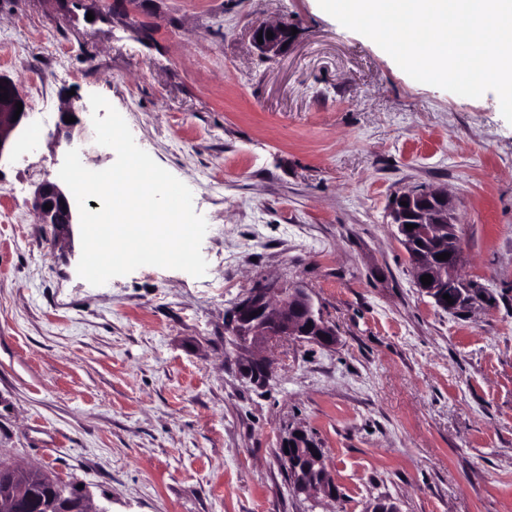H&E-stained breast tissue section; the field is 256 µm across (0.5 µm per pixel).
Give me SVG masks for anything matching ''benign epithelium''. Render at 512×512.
Here are the masks:
<instances>
[{
	"instance_id": "7a95c632",
	"label": "benign epithelium",
	"mask_w": 512,
	"mask_h": 512,
	"mask_svg": "<svg viewBox=\"0 0 512 512\" xmlns=\"http://www.w3.org/2000/svg\"><path fill=\"white\" fill-rule=\"evenodd\" d=\"M273 38H267V32ZM262 37L263 43L257 49L265 55L278 56L286 51V46L294 39L291 25L286 21L278 23L259 22L253 29V37ZM0 95L8 94V99L0 101V157L3 156L12 135L28 116L27 109H22L18 119H13L16 102L27 104L26 96L20 84L4 74H0ZM86 107L71 99L60 116L76 118L73 123L59 120L54 134L56 147L66 149L74 144L86 141V128L79 114ZM407 205H401V202ZM51 209H44V205ZM33 207L41 223L62 224L68 226L74 221L76 205L74 197L66 194L55 182L45 179L34 192ZM456 205L448 193L440 190L412 191L398 195L392 202L391 216L397 224L399 233L415 239L422 235L433 240L431 251H423L420 262L413 265V276L418 285L437 306L452 312L461 310L471 303V283L457 276V269L462 262V252L454 222ZM415 228L408 230L406 225ZM447 252L448 269L441 267L437 256ZM424 275L432 276L430 285L421 282ZM455 289L453 303L443 298L445 287ZM271 287L257 288L244 299L238 301L232 310V334L238 344L267 342L273 339L295 337L308 339L321 345L336 343V330L314 310L309 293L303 288H291L277 294L271 300ZM278 454L293 481L294 489L299 494L327 497L336 496V485L325 465V451L322 448H306L302 444L288 446L284 441L278 448ZM28 485L20 480L14 482L10 492L0 496V512H23L29 507Z\"/></svg>"
}]
</instances>
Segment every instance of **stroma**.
Here are the masks:
<instances>
[{
	"label": "stroma",
	"mask_w": 512,
	"mask_h": 512,
	"mask_svg": "<svg viewBox=\"0 0 512 512\" xmlns=\"http://www.w3.org/2000/svg\"><path fill=\"white\" fill-rule=\"evenodd\" d=\"M288 21L261 54L258 21ZM0 73L30 117L0 158V462L87 486L111 512H512V124L489 91L416 82L318 0H0ZM104 96L184 182L204 276L143 266L94 286L79 224L40 223L68 94ZM457 200L462 313L417 287L390 216ZM304 288L331 347L228 343L234 303ZM261 359L265 384L243 370ZM336 498L294 493L293 432ZM292 26L286 22L278 23L259 22L253 29V41L257 49L265 55L278 56L286 51L293 42L294 35L291 31ZM267 31L273 33L272 39H267ZM262 32V44H258L257 37ZM287 44V47H284Z\"/></svg>",
	"instance_id": "1"
}]
</instances>
